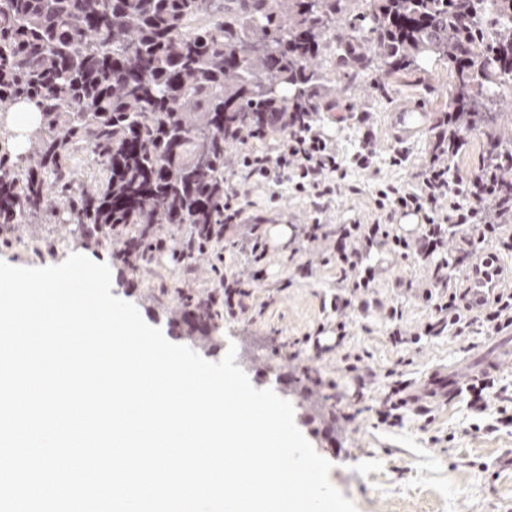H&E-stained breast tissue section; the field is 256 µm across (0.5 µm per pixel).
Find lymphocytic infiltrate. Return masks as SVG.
I'll list each match as a JSON object with an SVG mask.
<instances>
[{
  "mask_svg": "<svg viewBox=\"0 0 512 512\" xmlns=\"http://www.w3.org/2000/svg\"><path fill=\"white\" fill-rule=\"evenodd\" d=\"M451 160V153L440 149L416 174L414 188L381 185L375 199L377 214L371 221L340 225L333 250L340 272L332 301L337 342H344L348 334V312H365L376 303L373 286L379 271L363 262L365 251L374 247L431 267L429 280L418 288L419 296L431 310L428 322L409 333L400 327L402 310L395 306L385 309L387 319L394 324V344H416L425 336L458 338L469 335L477 325L491 336L512 332V289H498L490 303L472 308L468 289L457 285L458 276L468 277L473 272L469 257L456 258L452 263L446 258L450 238L461 230L477 241H491L511 252L512 205L501 206L500 185L487 171H480L466 182L450 181ZM242 164L250 175L271 182L295 173V190L309 194L320 211L345 190V165L313 118L301 130L288 131L274 155L248 153ZM406 214L421 218L416 235L409 238L394 229L397 216Z\"/></svg>",
  "mask_w": 512,
  "mask_h": 512,
  "instance_id": "f902f5d3",
  "label": "lymphocytic infiltrate"
}]
</instances>
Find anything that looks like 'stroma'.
Here are the masks:
<instances>
[{"instance_id":"1","label":"stroma","mask_w":512,"mask_h":512,"mask_svg":"<svg viewBox=\"0 0 512 512\" xmlns=\"http://www.w3.org/2000/svg\"><path fill=\"white\" fill-rule=\"evenodd\" d=\"M450 82L443 59L384 80L372 72L352 82L340 78L345 92L338 108L321 114L320 126L348 163L347 190L321 214L311 197L296 192L291 183L248 177L242 165L245 153H273L281 132L270 130L225 150L226 185L241 194L246 229L264 237L269 226L284 224L294 235L289 242L268 244L260 263L263 278L251 285V316L220 321L217 349L204 348L200 354L216 362L228 346H235L236 364L255 388L286 391L296 405L298 382L312 388L332 425L308 422L306 410L298 405L295 423L331 463V484L356 505L357 512H512V423L498 420L499 408H512V334L492 337L477 327L454 340L425 337L408 350L393 344L392 327L379 312L354 316L345 344L365 352V365L378 375L363 390L344 371L339 352L320 354L311 349L297 358L291 346L318 325L334 321L329 302L339 279L335 264L324 263L316 244L299 240L300 230L315 222L333 231L357 219L369 221L376 215L380 185L413 184L415 173L431 159L439 135L448 130ZM414 104L429 115L425 127L411 140L395 139L390 130L393 112ZM368 139L376 148L373 169L351 166V156ZM398 149L405 151L407 160L396 166L391 156ZM78 249L69 224H27L0 232V260L13 266L55 265ZM223 254L217 272L208 254L179 261L167 251L134 270L112 263V293L133 303L144 321L159 328L168 341L183 343L174 324L182 316L180 296L206 295L218 285L220 275H242L252 265L248 252L227 247ZM365 262L379 268L376 296L402 308L404 328L414 329L429 320L430 309L407 287L408 281L427 277L428 267L379 248L367 252ZM406 355L414 362L406 367L405 376L419 385L434 387L438 370L467 378L493 366L500 391L480 415L448 389L431 413L406 412L395 427L379 423L376 412L392 385L384 373Z\"/></svg>"}]
</instances>
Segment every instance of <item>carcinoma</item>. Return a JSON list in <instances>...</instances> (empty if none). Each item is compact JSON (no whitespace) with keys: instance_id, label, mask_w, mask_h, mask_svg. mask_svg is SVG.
Instances as JSON below:
<instances>
[{"instance_id":"cac0c4a2","label":"carcinoma","mask_w":512,"mask_h":512,"mask_svg":"<svg viewBox=\"0 0 512 512\" xmlns=\"http://www.w3.org/2000/svg\"><path fill=\"white\" fill-rule=\"evenodd\" d=\"M431 57L453 76L455 135L487 127L512 80V0H0V224L60 213L85 249L128 230L143 258L156 225H187L192 245L224 223V150L324 112L331 74L390 76ZM40 122L24 152L9 117ZM106 177L76 185L71 161ZM185 334L221 312L183 297Z\"/></svg>"}]
</instances>
